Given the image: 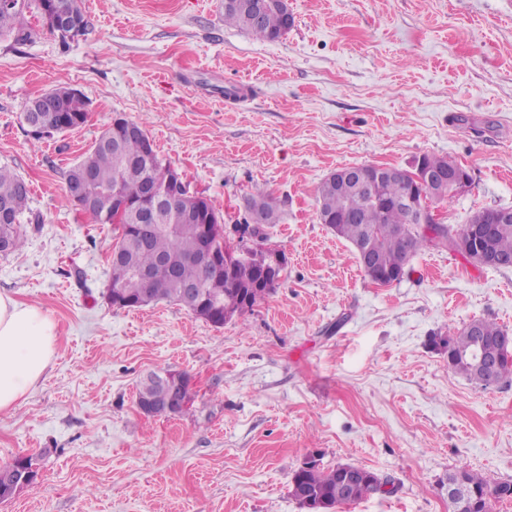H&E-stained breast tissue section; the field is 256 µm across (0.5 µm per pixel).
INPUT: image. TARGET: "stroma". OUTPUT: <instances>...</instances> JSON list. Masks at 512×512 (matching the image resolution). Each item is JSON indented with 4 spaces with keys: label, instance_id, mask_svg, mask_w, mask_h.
<instances>
[{
    "label": "stroma",
    "instance_id": "obj_1",
    "mask_svg": "<svg viewBox=\"0 0 512 512\" xmlns=\"http://www.w3.org/2000/svg\"><path fill=\"white\" fill-rule=\"evenodd\" d=\"M222 3L83 0L73 40L31 14L30 42L0 36V165L34 216L0 256V294L57 327L42 377L0 412V465L38 468L0 512H304L291 478L311 454L394 484L338 512H448L463 465L512 481V376L482 387L433 343L480 319L512 336V268L425 249L381 287L316 205L337 169L435 155L472 177L440 204L446 224L512 208V0H288L275 42L225 25ZM56 86L81 91L87 121L33 139L25 105ZM231 86L247 101H226ZM116 118L142 123L225 217L256 184L279 202L265 233L287 264L252 310L217 328L174 303L104 301L114 232L66 180ZM158 367L190 375L182 415L139 412Z\"/></svg>",
    "mask_w": 512,
    "mask_h": 512
}]
</instances>
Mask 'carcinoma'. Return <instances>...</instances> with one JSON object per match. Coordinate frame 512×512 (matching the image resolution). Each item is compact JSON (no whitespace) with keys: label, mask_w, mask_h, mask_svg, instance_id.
<instances>
[{"label":"carcinoma","mask_w":512,"mask_h":512,"mask_svg":"<svg viewBox=\"0 0 512 512\" xmlns=\"http://www.w3.org/2000/svg\"><path fill=\"white\" fill-rule=\"evenodd\" d=\"M15 8L0 7V35H14V42L23 44L31 38V30L24 25L28 12L41 14V0H18ZM224 24L245 30L260 41L274 42L285 36L290 26L285 22L280 0H265V7L255 18L241 2L228 0L224 3ZM88 117V103L83 95L73 94L64 87L53 89V96L46 102L29 101L23 112V120L65 126L73 130L84 124ZM171 166L159 154L145 156L143 140L120 136L107 127L92 151L75 165L68 174L67 183L75 181L88 170L93 175L94 199H112L113 192L132 204L143 200L150 187L164 186L162 170ZM30 189L20 176L0 166V208L6 212L5 229L10 234L14 252L22 246L17 224L27 207ZM405 194L431 199L437 205L450 197L448 190H430L407 176L393 177L381 183L379 198L366 191H359L353 184H344L325 178L317 189L319 216L334 227L337 236L367 248L376 258L382 272H405L410 258L425 248L445 247L453 249L456 236L464 233L474 223L460 229L447 224L423 226L411 223L410 212L397 205ZM76 203L100 224H111L115 231L112 248L122 250L121 257L110 260L111 274L106 286L120 287L145 304L160 301L182 304V284H195L208 303L203 320L212 325H224L242 316L258 302L271 294L266 288L257 287L261 268L254 260L241 258L234 248L225 244L224 218L210 199L201 200L205 216L199 222L167 224L148 231L146 242L126 243L130 232L125 223L114 221L112 207L93 203L85 206ZM263 208L269 223L280 222V209L275 198L261 185H254L245 198L243 211L234 220L236 224L248 223L246 210ZM207 225L206 235H200L199 225ZM205 246L223 255L224 264L219 268H203L187 261L197 247ZM490 248L496 261L492 267L512 268V222L499 224L490 240ZM167 260V267L158 272L157 288H144L132 278V268H153L158 258ZM448 348V368L465 375L469 380L484 387L490 386L487 376L473 364L475 341L463 329L443 340ZM467 488L479 497L476 512H487L491 501L512 499V482L497 481L475 473L466 467L454 471ZM389 480L374 473L350 486H345L341 465L325 468L316 464L310 468L299 467L292 476L291 495L300 499L305 494L322 503L319 512H336L342 505H349L376 493L385 492Z\"/></svg>","instance_id":"carcinoma-1"}]
</instances>
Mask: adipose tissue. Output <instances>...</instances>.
I'll list each match as a JSON object with an SVG mask.
<instances>
[{"label": "adipose tissue", "mask_w": 512, "mask_h": 512, "mask_svg": "<svg viewBox=\"0 0 512 512\" xmlns=\"http://www.w3.org/2000/svg\"><path fill=\"white\" fill-rule=\"evenodd\" d=\"M56 337L43 309L0 295V412L13 410L43 375Z\"/></svg>", "instance_id": "1"}]
</instances>
